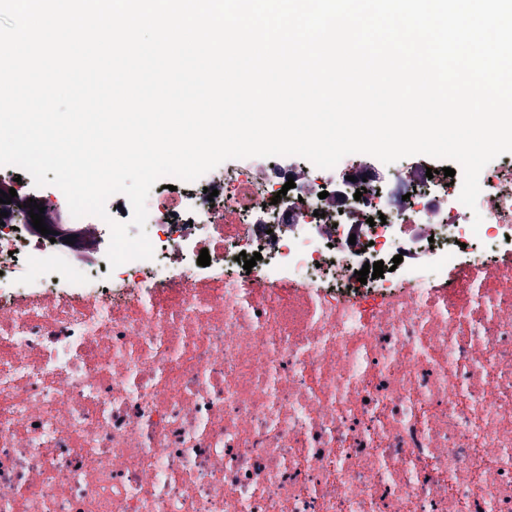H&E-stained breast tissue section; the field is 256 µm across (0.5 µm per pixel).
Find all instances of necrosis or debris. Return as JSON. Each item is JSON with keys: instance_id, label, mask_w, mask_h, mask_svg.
<instances>
[{"instance_id": "4bbe7bcc", "label": "necrosis or debris", "mask_w": 512, "mask_h": 512, "mask_svg": "<svg viewBox=\"0 0 512 512\" xmlns=\"http://www.w3.org/2000/svg\"><path fill=\"white\" fill-rule=\"evenodd\" d=\"M210 179L116 268L107 222L0 226V512H512V159L383 224L374 186Z\"/></svg>"}]
</instances>
